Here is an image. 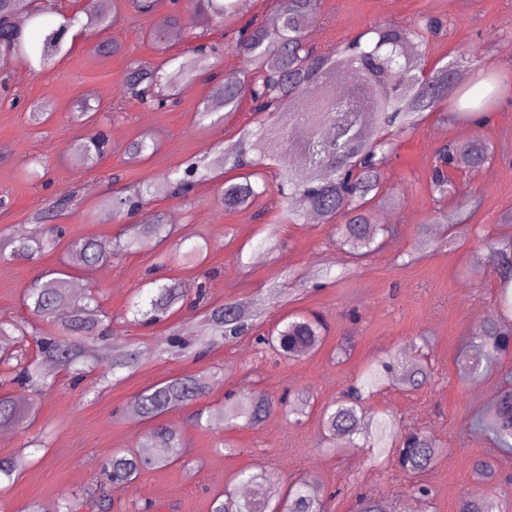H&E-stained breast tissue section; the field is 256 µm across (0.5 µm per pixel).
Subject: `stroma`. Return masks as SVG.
I'll return each mask as SVG.
<instances>
[{
	"mask_svg": "<svg viewBox=\"0 0 512 512\" xmlns=\"http://www.w3.org/2000/svg\"><path fill=\"white\" fill-rule=\"evenodd\" d=\"M85 0H45L44 20L68 24L65 49L46 66L15 56L0 76V233L15 236L17 225L49 202L74 196L71 209L59 221L68 238L115 237L124 222H103L100 204L124 194L126 187L155 179L187 164L204 149L219 150L252 126L255 117L249 98L235 112L215 124L199 127L195 114L211 86L196 79L180 91L176 102L157 111L125 97L123 84L131 66L157 61L149 34L161 15L175 10L184 26L175 34L168 53L179 62L192 59L195 43L223 41V25L201 23L190 0H160L157 13L136 12L131 0H112L114 22L97 33L85 30ZM440 19L437 38L430 41L427 66H441L459 54L477 51L482 65L512 79V0H320L310 35L328 51L372 26L408 25L421 18ZM112 40L120 49L110 57L93 46ZM99 106L98 123L107 132L111 150L94 167L77 164L69 147L87 136L89 128L67 120L76 101ZM45 102L53 114L45 122L28 121L31 106ZM492 123L443 120L429 114L417 130L403 139L388 171L387 189L393 199L384 211L393 229L382 249L351 264L347 249L333 237L328 222L288 223L276 196L266 194L250 205L228 210L217 198L215 181L195 186L189 197H160L149 208L166 222H177L188 243H207L202 262L173 259L159 265L158 250L148 246L87 270L69 263L65 248L36 261H0V319L28 318L22 303L25 290L46 269L65 267L69 282L94 289L112 316V343L150 348L169 333L190 338L186 321L199 317L198 288L206 299L263 296L267 313L260 331H268L294 311L321 313L328 325L322 346L307 357L288 362L260 353L251 337L217 344L200 359L156 357L96 399L81 389L57 384L37 398V411L27 431L0 433V458L21 454L28 440L44 438V450L30 456L11 480L0 482V507L17 512L29 500L58 505L61 498L80 495L95 479L98 465L118 449L136 448L153 427L131 413L134 397L143 389L172 376H206L208 393L196 404H181L162 416V424L178 428L186 442L182 464L142 472L118 490L122 507L153 502L157 512H210L214 496L234 483L237 473L264 472V489L276 496L289 483L309 474L326 512H353L359 493L371 490L382 497L389 512H404L412 483L427 484L432 495L421 501L422 512H458L470 493L497 497L503 512H512V457L500 455L493 439L476 430L477 414L485 412L498 393L504 372L512 371V357L497 359V373L480 381H460L456 361L476 322L493 309L498 279L489 262V244L512 237V91L504 92L494 108ZM158 150L132 163L126 150L140 135ZM480 139L490 144L495 158L473 171H455V192L445 199V212L461 210L468 220L465 239L454 248L435 247L417 236L414 227L431 220L434 202L430 178L436 151L448 143ZM42 158L36 179L26 177L28 161ZM276 226V247H262L268 226ZM176 281L184 301L168 321L136 325L128 311L135 291L147 278ZM354 341L346 359L336 361L334 349L342 338ZM392 355L401 365L428 364L431 380L406 392L389 388L370 401L372 410H388L401 421L428 430L443 452L434 467L417 476L372 467L366 453L355 448L327 447L321 411L336 399L375 358ZM249 388L269 396L274 406L254 427L205 430L193 416L198 408L215 415L224 409L228 390ZM312 398L309 415L293 422L280 399L285 392ZM491 461L495 475L480 482L476 462Z\"/></svg>",
	"mask_w": 512,
	"mask_h": 512,
	"instance_id": "35a3bbf8",
	"label": "stroma"
}]
</instances>
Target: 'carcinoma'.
<instances>
[{
  "label": "carcinoma",
  "instance_id": "cac0c4a2",
  "mask_svg": "<svg viewBox=\"0 0 512 512\" xmlns=\"http://www.w3.org/2000/svg\"><path fill=\"white\" fill-rule=\"evenodd\" d=\"M279 25L243 26L235 31L234 47L245 60V68L236 75L218 79L208 65L215 48L198 44L192 52L204 66L206 80L215 82L212 95L202 102L197 123L202 124L220 111L230 113L241 98L248 97L259 127L247 130L238 140L224 147L218 159L208 160L203 153L199 164L184 173L173 169L153 181H143L125 197L107 200L102 205L105 221L116 222L136 214L137 224L129 225L127 237L114 241L108 238H80L68 243L72 260L94 268L155 243L161 247L158 258L176 257L182 241L172 239L174 230L160 213H151L147 206L159 195L187 197L194 190L195 176L207 178L221 166L240 171L220 186V202L226 209L249 205L256 197L274 191L286 204L288 221L303 224L312 212L334 222L332 229L348 253L361 259L380 250L390 228L374 224L373 206L381 201L383 183L392 157L401 140L413 133L425 114L441 112L453 121H472V111L483 109L494 101L501 84L497 75L484 73L485 86L478 93L458 87L457 65L447 63L431 69L423 81L419 71L426 68L425 54L430 38L439 33L440 23L427 19L419 25L384 24L359 34L337 46L319 53L307 37V26L319 9V0H276ZM195 10L209 20L219 22L235 13V0H196ZM23 14L32 22L39 17L37 0H0V61L5 63L17 54L30 56L44 65L58 55L65 43L66 28L37 27L38 38L27 26L17 22ZM85 26L105 30L112 24L107 0H96L85 10ZM182 16L175 13L160 18L152 32V41L161 53L167 50L166 35L181 27ZM173 63L169 58L156 66H135L125 79L124 93L130 98L160 109L175 102L180 84L190 71L182 64L166 70ZM348 73L361 94L360 107L346 114L336 105V74ZM317 87L320 95L304 110L295 111L296 101L307 90ZM285 135L288 148L298 153L300 164L282 167L275 182H259L261 168L271 155L266 141L273 135ZM109 138L103 131L79 138L72 145L77 160L95 166L108 153ZM155 150L147 137L140 136L128 147L131 160L143 159ZM492 159L489 146L476 140L464 145L448 144L436 153L431 177L434 200L439 202L452 194L454 186L450 169H475ZM64 203L54 201L31 217L36 230L22 239L0 242V260H35L54 251L63 237V229L48 222L58 217ZM434 223L446 225L438 246L454 243L464 221L448 218L442 212ZM491 262L499 274L496 308L476 324L471 333L470 351L476 359L461 367L468 380L485 375L477 356L508 355V336L512 335V237L491 243ZM176 284H158L147 289L146 297L132 302L134 315L147 324L164 320L181 300ZM23 304L39 320L52 319L65 306L68 319L57 332H40L29 322L0 321V386H16L17 394L0 395V424L19 428L27 423L32 404L26 395H39L50 385L47 367L69 377L76 388L100 366L106 370L94 379L84 395H99L101 390L122 379V373L135 371L151 350L132 346L112 350L111 316L99 304L92 291L82 296L70 294L66 272L50 270L41 273L23 296ZM263 314L262 304L255 301L228 299L205 309L199 324L197 342L180 336L167 339L166 353L198 356L218 341L233 343L248 335ZM325 323L316 313L295 314L277 325L269 337L258 336L255 343L271 347L276 354L298 360L318 349L323 341ZM429 376L427 365L398 368L391 355L365 366L362 375L348 388V395L322 412L327 440L335 448H364L376 468H390L403 473L430 470L443 451L437 440L423 428L406 427L390 413L368 414L365 403L375 394L395 385L415 390ZM206 379L201 375H182L163 380L141 392L134 399L139 417L151 420L172 407L203 398ZM271 410L269 400L255 390L228 394L224 412L218 417L203 418L196 424L215 429L227 421H241L246 426L260 423ZM478 430L492 435L497 446L512 451V387H503L476 418ZM144 451L119 450L99 466V473L82 497L64 498L58 512H112V491L131 483L141 472L166 467L179 461L184 442L180 430L156 427L140 441ZM211 512H324L323 501L312 491L307 479L289 486L274 500L245 498L226 489L212 503ZM356 512H387L383 499L372 492L359 496ZM459 512H492L484 495L462 499Z\"/></svg>",
  "mask_w": 512,
  "mask_h": 512
}]
</instances>
